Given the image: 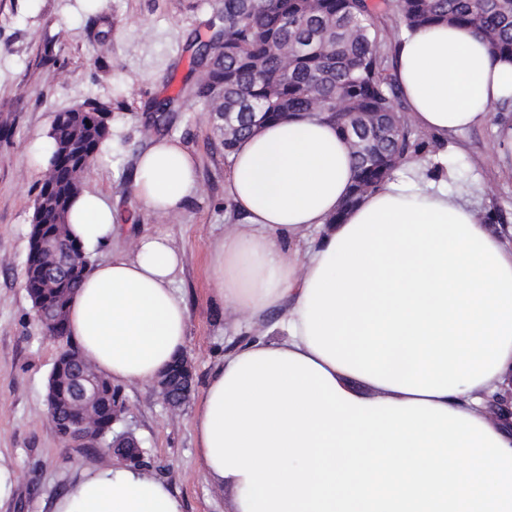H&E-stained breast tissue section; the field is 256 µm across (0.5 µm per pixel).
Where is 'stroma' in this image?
I'll return each mask as SVG.
<instances>
[{"mask_svg":"<svg viewBox=\"0 0 512 512\" xmlns=\"http://www.w3.org/2000/svg\"><path fill=\"white\" fill-rule=\"evenodd\" d=\"M224 0H0V512H52L53 501L82 471L104 466L102 453L73 446L57 433L46 387L65 341L36 320L24 288L33 203L42 177L29 162L35 140L60 111L96 101L109 107L111 166L96 164L82 180L118 197L140 231L171 234L185 251L177 286L190 315L186 353L194 390L202 392L235 334L214 298L208 252L225 226L238 223L224 197L230 157L223 119L212 105L176 95L198 73L193 58ZM173 99L158 122L156 103ZM179 138L196 158L200 191L176 217L160 220L131 196L138 156L156 135ZM449 155L462 191L483 213L512 226V177L497 172L492 124L459 135ZM126 410L114 432H132L150 473L164 478L185 512H225L206 482L191 426L192 404L170 411L154 385L123 386Z\"/></svg>","mask_w":512,"mask_h":512,"instance_id":"35a3bbf8","label":"stroma"}]
</instances>
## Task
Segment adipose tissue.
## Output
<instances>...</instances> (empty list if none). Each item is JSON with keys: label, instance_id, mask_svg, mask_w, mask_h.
Segmentation results:
<instances>
[{"label": "adipose tissue", "instance_id": "1", "mask_svg": "<svg viewBox=\"0 0 512 512\" xmlns=\"http://www.w3.org/2000/svg\"><path fill=\"white\" fill-rule=\"evenodd\" d=\"M409 127L448 143L494 123L512 174V59L473 29H404L390 74ZM351 147L333 123L263 124L231 156L239 217L210 254L232 342L191 426L227 512H512V240L448 190V153L348 205ZM131 193L164 219L199 193L196 161L161 137ZM84 251L131 232L84 189L66 216ZM87 268L67 306L73 346L116 385L183 354L185 252L166 233ZM53 512H184L161 477L117 462L83 472Z\"/></svg>", "mask_w": 512, "mask_h": 512}]
</instances>
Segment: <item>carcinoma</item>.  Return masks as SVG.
<instances>
[{
  "label": "carcinoma",
  "instance_id": "cac0c4a2",
  "mask_svg": "<svg viewBox=\"0 0 512 512\" xmlns=\"http://www.w3.org/2000/svg\"><path fill=\"white\" fill-rule=\"evenodd\" d=\"M392 6L410 27L442 22L468 26L483 35L494 55L512 56V0H393ZM224 39H216L203 81L188 93L212 100L224 91V111L239 127L240 137L253 131L247 112H259L264 121L290 115L329 113L354 121L352 162L356 180L347 204L354 205L375 189L401 160L419 156L426 148L420 134L401 124L395 105L396 90L387 73L386 48L391 33L373 17L366 0H224ZM306 41L304 48L283 65L279 48ZM76 124L67 109L57 114L53 131H64L81 142L76 158L51 155L39 183L38 195L59 197L62 208L42 217L43 233L69 238L63 212L80 190L79 163L96 159L109 137V127L98 122L106 109L96 102L77 108ZM398 123L393 138L382 135V125ZM79 282L68 281L55 289L59 320L66 321L67 305ZM97 385L96 419L102 437L96 441L102 454L112 455V395L121 389L93 373ZM59 413H72L66 381L52 380Z\"/></svg>",
  "mask_w": 512,
  "mask_h": 512
}]
</instances>
